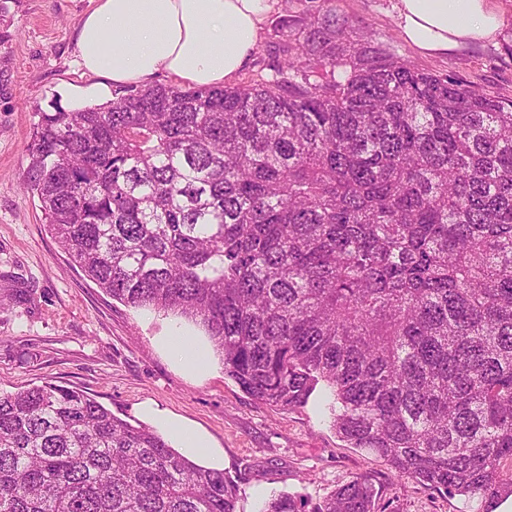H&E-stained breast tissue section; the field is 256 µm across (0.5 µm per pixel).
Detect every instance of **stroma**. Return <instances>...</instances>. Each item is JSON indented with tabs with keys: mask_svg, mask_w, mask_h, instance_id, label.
I'll return each instance as SVG.
<instances>
[{
	"mask_svg": "<svg viewBox=\"0 0 512 512\" xmlns=\"http://www.w3.org/2000/svg\"><path fill=\"white\" fill-rule=\"evenodd\" d=\"M96 0H0V392L51 381L94 396L139 423L157 406L208 434L238 489L237 512H263L281 493L316 501L357 477L378 489L376 512H483L479 498L451 496L398 478L337 434L326 391L288 410L263 404L224 373L184 376L155 343L173 317L113 300L49 233L23 180L38 113L106 103L78 65L77 32ZM395 0H335L338 14L390 53L488 96L512 97V20L495 41L425 55L403 39ZM322 0H276L238 82L267 74L279 57L274 32L288 14L319 16Z\"/></svg>",
	"mask_w": 512,
	"mask_h": 512,
	"instance_id": "1",
	"label": "stroma"
}]
</instances>
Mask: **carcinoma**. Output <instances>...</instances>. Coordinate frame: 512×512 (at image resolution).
<instances>
[{"label":"carcinoma","instance_id":"carcinoma-1","mask_svg":"<svg viewBox=\"0 0 512 512\" xmlns=\"http://www.w3.org/2000/svg\"><path fill=\"white\" fill-rule=\"evenodd\" d=\"M271 74L38 113L23 188L112 299L201 326L254 399L334 397L399 477L493 512L512 461V99L331 8ZM355 478L265 512H375ZM0 512H236L235 486L86 392H0Z\"/></svg>","mask_w":512,"mask_h":512}]
</instances>
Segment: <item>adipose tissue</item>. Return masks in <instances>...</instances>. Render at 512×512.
Masks as SVG:
<instances>
[{"label":"adipose tissue","instance_id":"adipose-tissue-1","mask_svg":"<svg viewBox=\"0 0 512 512\" xmlns=\"http://www.w3.org/2000/svg\"><path fill=\"white\" fill-rule=\"evenodd\" d=\"M274 0H97L77 41L84 74L114 85H148L161 75L189 87L233 83L253 54ZM403 39L425 54L495 40L508 20L498 0H397ZM158 345L184 372L210 376L217 366L207 344L178 326ZM180 454L210 467L212 441L165 411H142Z\"/></svg>","mask_w":512,"mask_h":512}]
</instances>
